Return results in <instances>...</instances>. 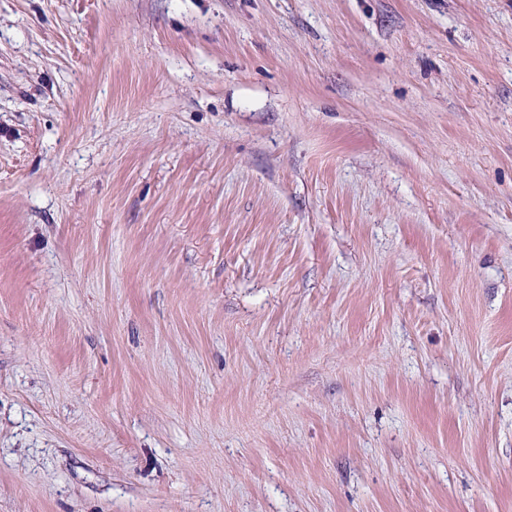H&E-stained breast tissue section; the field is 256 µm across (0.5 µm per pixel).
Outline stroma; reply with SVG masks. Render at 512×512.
<instances>
[{
	"label": "stroma",
	"instance_id": "stroma-1",
	"mask_svg": "<svg viewBox=\"0 0 512 512\" xmlns=\"http://www.w3.org/2000/svg\"><path fill=\"white\" fill-rule=\"evenodd\" d=\"M0 512H512V0H0Z\"/></svg>",
	"mask_w": 512,
	"mask_h": 512
}]
</instances>
